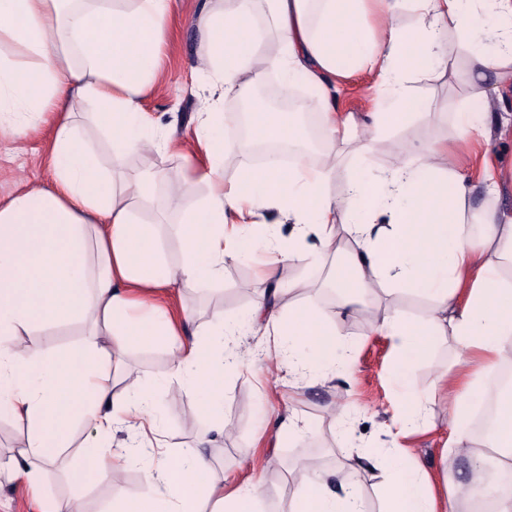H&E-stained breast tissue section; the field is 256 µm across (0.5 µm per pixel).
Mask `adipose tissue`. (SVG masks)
Instances as JSON below:
<instances>
[{"mask_svg": "<svg viewBox=\"0 0 512 512\" xmlns=\"http://www.w3.org/2000/svg\"><path fill=\"white\" fill-rule=\"evenodd\" d=\"M257 2L205 0L200 12L206 50L193 75L208 98L194 140L205 165L190 158L175 179L146 169L117 181L98 166L75 116L84 101L95 100L100 123L123 155L176 148L174 131L143 109L165 61L174 0H0V44L16 47L0 53V138L46 121L54 126L49 185L0 202V411L25 426L21 447L0 460V473L31 493L37 512H84L81 496L43 492L47 468L78 421L96 441L85 445L69 478L84 487L107 482L110 512H202L206 502L211 512H261V484L216 471L200 449L156 447L153 396L127 361L129 348L164 347L169 377L201 398L211 433L226 437L224 376L260 372L273 360L297 388L348 369L352 349L338 321L389 286L427 301L419 318L394 307L373 324L395 352L402 408L392 421L395 435L401 441L426 429L428 403L435 392H448L447 452L465 455L474 476L461 484L447 468L434 477L399 442L386 451L384 512H467L477 497L493 498L496 512H512V483L479 480L486 449L512 447V407H502L482 442L468 430L472 408L485 400L482 380L512 359V279L503 275L512 269V210L474 206L471 177L448 161L440 142L375 177L352 176L336 194L335 145L351 137L349 114L325 113L322 161L245 165L229 183L222 170L230 146L219 132L223 100L244 97L252 141L297 139L299 113L274 109L251 92L271 71L284 86L304 83L326 101L338 76L368 71L375 78L373 128L399 127L420 106L404 80L440 61L448 24L470 48L466 77L491 78L483 96L500 95L512 85V0H267L281 46L276 56L262 49ZM408 3L414 25L393 26L391 16ZM370 7L374 27L364 21ZM505 138L512 139V121L493 112L455 116L460 144ZM198 181L208 182L207 197L170 230L145 219L157 185H166L176 209ZM271 213L288 220V234L267 223ZM246 256L260 289L249 324L275 336L273 350L241 351L237 342L248 324L218 312L197 330L191 312L153 296L168 285L221 282L225 266ZM290 265L330 268L325 285L336 293V308L287 299L307 285L282 279ZM77 321L90 329L73 348L21 341L32 328ZM446 338L462 351L458 367L440 371L423 392L414 361ZM132 466L143 468L145 486L129 497L121 478ZM357 472L351 463L328 472L310 460L297 462L288 512H365Z\"/></svg>", "mask_w": 512, "mask_h": 512, "instance_id": "adipose-tissue-1", "label": "adipose tissue"}]
</instances>
